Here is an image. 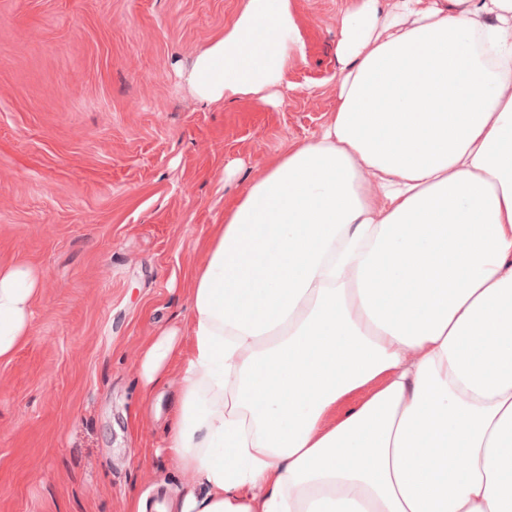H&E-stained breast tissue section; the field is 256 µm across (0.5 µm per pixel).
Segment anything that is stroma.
Listing matches in <instances>:
<instances>
[{"label":"stroma","mask_w":512,"mask_h":512,"mask_svg":"<svg viewBox=\"0 0 512 512\" xmlns=\"http://www.w3.org/2000/svg\"><path fill=\"white\" fill-rule=\"evenodd\" d=\"M290 0L278 102L198 101L178 74L246 0H0V265L43 287L0 361V512H146L187 482L166 448L181 373L141 357L185 330L224 212L336 110L341 19ZM177 350L175 335H165L149 345L142 357L146 390H149L159 375L164 362Z\"/></svg>","instance_id":"obj_1"}]
</instances>
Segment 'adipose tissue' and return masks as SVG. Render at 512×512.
<instances>
[{
	"label": "adipose tissue",
	"mask_w": 512,
	"mask_h": 512,
	"mask_svg": "<svg viewBox=\"0 0 512 512\" xmlns=\"http://www.w3.org/2000/svg\"><path fill=\"white\" fill-rule=\"evenodd\" d=\"M341 29L333 116L193 278L177 512H512V0H361ZM293 32L246 0L181 76L265 96ZM40 290L0 266V359Z\"/></svg>",
	"instance_id": "ef3b65f1"
}]
</instances>
